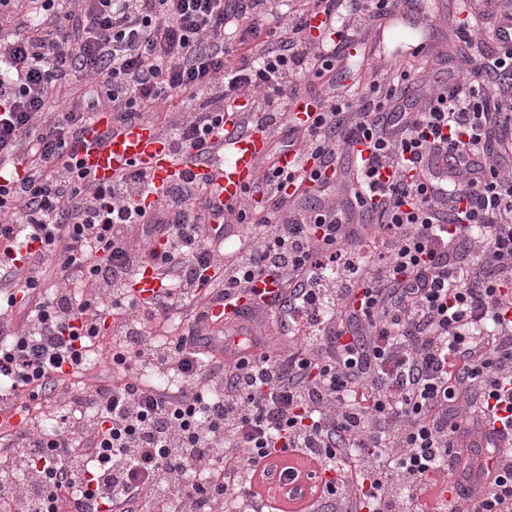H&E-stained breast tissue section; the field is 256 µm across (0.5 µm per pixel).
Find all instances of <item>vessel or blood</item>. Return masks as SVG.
I'll return each instance as SVG.
<instances>
[{"instance_id":"b4317fda","label":"vessel or blood","mask_w":512,"mask_h":512,"mask_svg":"<svg viewBox=\"0 0 512 512\" xmlns=\"http://www.w3.org/2000/svg\"><path fill=\"white\" fill-rule=\"evenodd\" d=\"M271 147L268 129L256 125L241 134L225 135L218 151L208 163L201 164L191 152L180 158L173 157L164 137L148 123L116 127L110 120L102 119L84 133L79 157L85 169L100 182L110 181L130 164H137L150 174L159 196L185 172H192L196 180L204 184L211 202L221 206L241 200L245 190L256 181ZM161 287L160 275L149 265L137 270L129 284L131 295L139 300L151 298ZM288 299L289 292L280 282L267 276L259 277L236 302L212 307L208 331L213 335L221 333L239 322L242 313L262 303L272 304L280 314H287ZM283 462L284 457L279 453L270 458L268 482L282 487L291 499L308 498L310 480H291L283 471Z\"/></svg>"}]
</instances>
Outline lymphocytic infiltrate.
Instances as JSON below:
<instances>
[{
    "label": "lymphocytic infiltrate",
    "mask_w": 512,
    "mask_h": 512,
    "mask_svg": "<svg viewBox=\"0 0 512 512\" xmlns=\"http://www.w3.org/2000/svg\"><path fill=\"white\" fill-rule=\"evenodd\" d=\"M421 2L353 0L330 46L311 39L310 19L341 0H0V381L59 405L54 429L29 418L0 431L13 447L0 512H139L145 499L157 512H265L279 449L320 467L319 512H512V47L488 52L456 30L455 70H431L415 100L399 91L410 69L378 70L311 90L316 112L287 124L301 80L335 69L357 28ZM75 81L92 96L52 111L51 88ZM103 112L149 121L175 155L201 160L231 114L314 165L296 176L267 157L234 207L213 206L189 176L149 205L138 166L101 184L77 158ZM357 138L370 157L346 188L374 198L370 226L328 176ZM442 150L461 177L437 190L404 176ZM215 221L246 226V257L217 261ZM28 240L37 247L15 266ZM145 264L162 289L140 301L127 283ZM263 275L293 287L295 349L199 350L210 306ZM78 279L95 297L68 289ZM190 300L192 327L157 342L153 324ZM101 338L113 365L148 358L174 387L116 377L76 389ZM482 428L484 464L463 445ZM446 470L466 495L432 493L430 475Z\"/></svg>",
    "instance_id": "lymphocytic-infiltrate-1"
}]
</instances>
